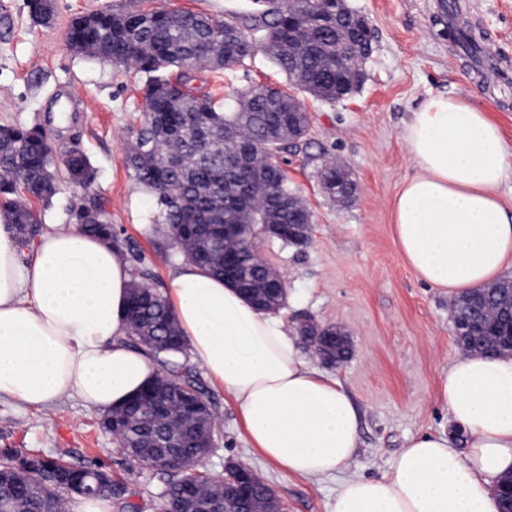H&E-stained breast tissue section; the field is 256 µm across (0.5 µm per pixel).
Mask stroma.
<instances>
[{
  "mask_svg": "<svg viewBox=\"0 0 512 512\" xmlns=\"http://www.w3.org/2000/svg\"><path fill=\"white\" fill-rule=\"evenodd\" d=\"M481 49L512 68V0H459ZM372 32L364 81L349 98L330 105L308 93L298 99L310 116L306 139L288 151V181L311 213V239L302 247L265 242L263 258L284 280L288 297L280 313L289 329L301 316L339 326L351 339L346 363L323 365L309 346V365L338 379L360 416L359 446L350 475L376 478L407 441L442 432L454 447L462 432L438 399L441 376L460 355L453 335L452 300L421 280L403 261L394 241L391 201L413 165L401 139L412 112L429 96L467 99L486 112L512 144V83L493 82L471 58L443 36L433 18L437 0H348ZM181 8L247 23L252 0H56L50 24L34 23L28 0H0V125L39 126L54 155L79 142L97 169L90 190L60 181L44 213L48 224H68L90 203L107 213L133 271L149 270L150 285L167 290L180 250H159L146 231L156 199L124 165L142 121V76L121 64L73 53L66 43L72 20L107 7ZM285 87L272 60L257 54L228 71L199 70L200 92L224 99L249 85ZM336 160L352 174L357 191L341 203L323 193L317 171ZM189 367L216 407L219 445L206 466L224 474L228 465L251 467L276 490L284 512H325L341 482L289 474L249 443L234 400L197 362ZM100 417L75 397L40 410L0 398V449L35 450L95 462L125 479L128 499L140 512H160L166 477L139 468L99 425Z\"/></svg>",
  "mask_w": 512,
  "mask_h": 512,
  "instance_id": "35a3bbf8",
  "label": "stroma"
}]
</instances>
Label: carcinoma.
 Wrapping results in <instances>:
<instances>
[{"label": "carcinoma", "mask_w": 512, "mask_h": 512, "mask_svg": "<svg viewBox=\"0 0 512 512\" xmlns=\"http://www.w3.org/2000/svg\"><path fill=\"white\" fill-rule=\"evenodd\" d=\"M261 7L259 25H239L210 15L185 11L152 9L112 10V31L101 34L103 44L96 58L117 59L142 75L141 92L146 113L135 134L125 164L136 182L157 198L159 210L153 224L165 227L167 238L187 241V258L227 278L242 288L262 308H279L287 290L258 298L265 273L248 249L239 251L236 266L224 269L225 242L214 240L189 226V214L199 212L210 224H237L238 237L253 246L273 238L286 224L299 221L296 195L288 183L280 154L288 149V123L308 132L306 115L288 112L290 94L279 88L238 90L224 103L189 86L190 73L201 67L225 69L244 64L260 51L273 62L294 89L313 94L334 104L352 95L361 81H352L336 70V55L347 50L336 34V17L326 7L333 0H255ZM311 30L313 46L300 48L288 42V22ZM0 152L12 157V165L0 169V219L14 228L16 237L28 232V225L42 223V217L58 191L59 172L54 155L44 146L37 128L0 125ZM265 152L272 161L250 169V184L244 186L228 163L236 157L246 161ZM65 178L97 176L89 156L74 143L67 151ZM338 164L327 160L318 171L323 192L336 184ZM87 233L118 245L112 224H82ZM133 284L128 319L133 346L149 351L162 369L215 413L204 398L198 379L187 366V346L179 333L170 306L155 289L138 292ZM484 304V316L498 333L512 324V282L475 290ZM169 399L167 387L154 381L122 407L125 414L119 432L120 448L149 445L174 438L175 451L185 457L196 455L195 431L158 420L148 410L154 401ZM36 468L14 487L9 500L13 512H65L70 494L65 479L79 480L100 465L73 462L62 455L38 453ZM17 454L0 453V480L15 479ZM166 487L178 495L186 486L204 487L219 480L205 465L162 470ZM247 498L224 506V512H276L274 491L249 476ZM126 484L112 480V488L98 487L91 496L110 499L123 512H137L125 498Z\"/></svg>", "instance_id": "carcinoma-1"}]
</instances>
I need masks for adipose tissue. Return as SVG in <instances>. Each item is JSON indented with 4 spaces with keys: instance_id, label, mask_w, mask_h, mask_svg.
<instances>
[{
    "instance_id": "1",
    "label": "adipose tissue",
    "mask_w": 512,
    "mask_h": 512,
    "mask_svg": "<svg viewBox=\"0 0 512 512\" xmlns=\"http://www.w3.org/2000/svg\"><path fill=\"white\" fill-rule=\"evenodd\" d=\"M402 139L414 166L392 201L395 242L417 277L448 294L512 270V212L498 189L512 146L481 109L427 98ZM0 224V397L48 408L75 397L108 412L155 375L129 341L132 269L107 241L73 224L42 227L30 259ZM169 302L192 359L237 403L254 448L280 468L320 479L347 470L359 415L341 383L311 369L280 317L190 261L169 273ZM440 398L466 434L412 437L378 478L352 476L326 512H499L492 486L512 473V357L465 354Z\"/></svg>"
}]
</instances>
